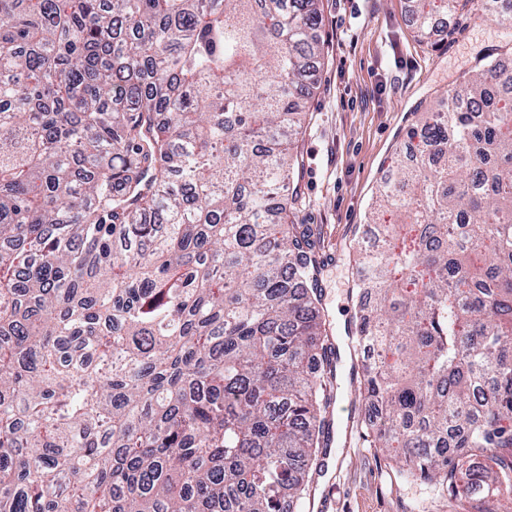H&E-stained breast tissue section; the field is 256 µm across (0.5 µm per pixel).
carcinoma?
<instances>
[{"label": "carcinoma", "instance_id": "1", "mask_svg": "<svg viewBox=\"0 0 512 512\" xmlns=\"http://www.w3.org/2000/svg\"><path fill=\"white\" fill-rule=\"evenodd\" d=\"M321 23L0 0V512H304L342 381L320 234L288 223ZM412 136L356 251L366 434L430 494L509 492L512 67Z\"/></svg>", "mask_w": 512, "mask_h": 512}]
</instances>
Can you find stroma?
Listing matches in <instances>:
<instances>
[{
  "label": "stroma",
  "instance_id": "obj_1",
  "mask_svg": "<svg viewBox=\"0 0 512 512\" xmlns=\"http://www.w3.org/2000/svg\"><path fill=\"white\" fill-rule=\"evenodd\" d=\"M416 0H323L324 57L298 138V200L291 219L323 234L321 303L340 347L353 356L356 266L351 246L385 170L410 142L422 112L455 89L487 56L512 48V28L470 11L437 23L432 41L411 21ZM326 466L316 476L311 512H409L412 491L382 449L361 431L359 401L340 394Z\"/></svg>",
  "mask_w": 512,
  "mask_h": 512
}]
</instances>
